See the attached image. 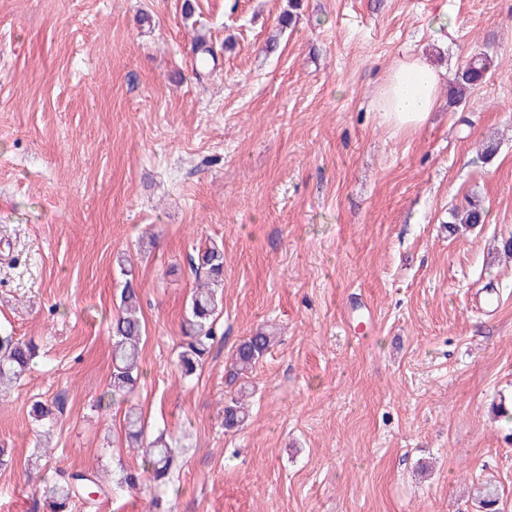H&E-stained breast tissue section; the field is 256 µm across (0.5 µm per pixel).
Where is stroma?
Listing matches in <instances>:
<instances>
[{"mask_svg": "<svg viewBox=\"0 0 512 512\" xmlns=\"http://www.w3.org/2000/svg\"><path fill=\"white\" fill-rule=\"evenodd\" d=\"M288 5L0 0V331L39 348L0 402V512H44L46 477L139 470L132 407L175 450L171 488L72 512H484L488 487L512 512V0H301L284 28ZM200 39L218 58L203 77ZM480 53L466 101L414 133L379 124L397 60L426 57L446 87ZM473 196L485 223L449 233ZM213 241L223 307L185 378ZM121 258L143 375L103 406ZM260 328L273 347L229 383ZM240 391L248 420L225 430ZM197 261L193 269L196 276L203 274L205 282L193 291L182 323L186 339L180 345L177 367L184 377L195 374L213 344L214 317L222 307L218 288L224 281L223 246L215 243L205 246L199 250Z\"/></svg>", "mask_w": 512, "mask_h": 512, "instance_id": "35a3bbf8", "label": "stroma"}]
</instances>
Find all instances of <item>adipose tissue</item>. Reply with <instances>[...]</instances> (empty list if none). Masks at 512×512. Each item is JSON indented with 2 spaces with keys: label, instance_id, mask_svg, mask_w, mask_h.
I'll return each mask as SVG.
<instances>
[{
  "label": "adipose tissue",
  "instance_id": "adipose-tissue-1",
  "mask_svg": "<svg viewBox=\"0 0 512 512\" xmlns=\"http://www.w3.org/2000/svg\"><path fill=\"white\" fill-rule=\"evenodd\" d=\"M439 88V73L427 59L411 55L398 60L378 91L380 125L397 132L418 131L438 104Z\"/></svg>",
  "mask_w": 512,
  "mask_h": 512
}]
</instances>
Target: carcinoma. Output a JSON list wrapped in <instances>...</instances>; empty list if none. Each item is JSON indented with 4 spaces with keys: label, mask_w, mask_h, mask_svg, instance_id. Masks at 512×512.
Segmentation results:
<instances>
[{
    "label": "carcinoma",
    "mask_w": 512,
    "mask_h": 512,
    "mask_svg": "<svg viewBox=\"0 0 512 512\" xmlns=\"http://www.w3.org/2000/svg\"><path fill=\"white\" fill-rule=\"evenodd\" d=\"M488 56L479 54L467 60L459 69L452 91L453 101L466 98L472 89L481 84L488 73ZM485 214L480 203L468 202L463 223L482 224ZM120 273L125 276V287L120 293V313L112 321V393H124L131 389L141 375L140 344L143 324L138 316L139 293L133 286V270L119 264ZM195 274L204 276L205 282L191 295L182 327L185 340L180 345L177 367L184 377L195 374L211 350L214 340V317L222 307V296L218 288L224 281V248L212 243L199 250L197 263L193 264ZM274 337L260 329L243 339L233 354V365L229 380L234 382L251 372L269 353ZM37 357V346L25 343L12 336H0V393L18 385L30 371ZM248 413L243 398L232 397L224 402V428L239 427L247 420ZM126 434L131 445H140L144 427L139 412L128 410ZM174 464V451L163 436L149 443L142 461V471L157 484L168 482ZM108 492V487L99 475L90 472H76L62 481L46 480L41 495L49 512H68L69 505L79 499L93 504L96 498Z\"/></svg>",
    "instance_id": "obj_1"
}]
</instances>
